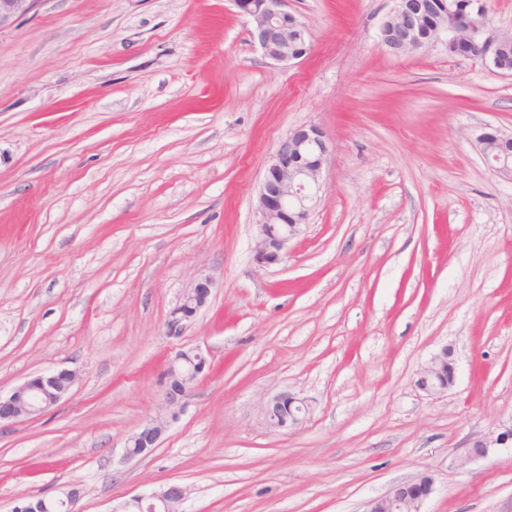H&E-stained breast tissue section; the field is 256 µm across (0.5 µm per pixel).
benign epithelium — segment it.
<instances>
[{
    "label": "benign epithelium",
    "instance_id": "benign-epithelium-1",
    "mask_svg": "<svg viewBox=\"0 0 512 512\" xmlns=\"http://www.w3.org/2000/svg\"><path fill=\"white\" fill-rule=\"evenodd\" d=\"M37 0H0V30L29 14ZM250 24V35L268 60L283 64L306 57L311 50L308 26L285 9L287 0H234ZM483 0H394L391 12L378 29V43L395 56H405L429 46L444 43L448 52L480 62L502 75H512L503 41L506 31L485 16ZM474 141L483 159L498 174L512 177V133L491 125L482 127ZM333 145L317 124H303L284 137L266 168L256 207L253 253L262 266L283 261L288 242L300 227L309 223L311 212L320 199L323 173ZM212 280L196 278L183 293L168 321L171 336L180 334L183 322L203 307L211 293ZM207 358L201 348L180 350L171 359L167 373L183 379V386L163 390L167 415L153 419L130 435L125 442V459L148 454L158 446L168 420L176 419L184 399L204 372ZM456 372L453 352L444 346L434 353L417 373V386L429 395H438L453 386L447 372ZM76 374L70 370L38 375L18 385L9 395L0 396V422L39 416L70 391ZM263 411L269 424L282 431L299 425L308 411L306 401L287 392L268 400ZM512 445V428L495 436L478 437L469 442L463 461L487 456L492 448ZM431 473L392 487L385 495L368 503L366 512H421V506L434 492ZM187 499V489L170 484L148 496H135L131 502L148 504L152 512H179Z\"/></svg>",
    "mask_w": 512,
    "mask_h": 512
}]
</instances>
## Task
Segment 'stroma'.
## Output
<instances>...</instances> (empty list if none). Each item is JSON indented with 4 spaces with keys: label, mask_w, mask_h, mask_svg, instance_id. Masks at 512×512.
I'll list each match as a JSON object with an SVG mask.
<instances>
[{
    "label": "stroma",
    "mask_w": 512,
    "mask_h": 512,
    "mask_svg": "<svg viewBox=\"0 0 512 512\" xmlns=\"http://www.w3.org/2000/svg\"><path fill=\"white\" fill-rule=\"evenodd\" d=\"M392 0H288L311 33L275 64L233 0H37L0 31V394L68 369L57 406L0 423V512L80 489L114 512L171 483L182 512H365L427 471L421 512H512V179L475 130L512 132V76L438 44L377 43ZM334 142L283 263L253 256L255 205L288 132ZM214 288L180 336L169 312ZM210 368L151 453L176 351ZM450 347L456 383L417 373ZM292 392L310 412L271 428ZM212 287L213 282L207 276H200L192 282L171 312L167 324L169 335L179 336L183 322L194 316L206 304ZM263 411L273 428L288 431L301 423L308 406L304 399L283 392L268 400ZM512 446V428H505L496 436L478 437L472 439L467 446L464 462H470L475 459L486 457L491 448H506Z\"/></svg>",
    "instance_id": "1"
}]
</instances>
